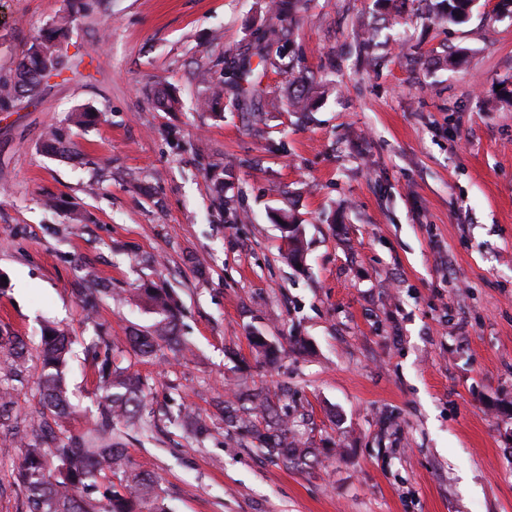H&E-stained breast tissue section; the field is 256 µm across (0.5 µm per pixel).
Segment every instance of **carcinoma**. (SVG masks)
<instances>
[{"label":"carcinoma","mask_w":512,"mask_h":512,"mask_svg":"<svg viewBox=\"0 0 512 512\" xmlns=\"http://www.w3.org/2000/svg\"><path fill=\"white\" fill-rule=\"evenodd\" d=\"M474 0H438L428 7L421 19L434 25L460 24L466 19ZM72 16L63 15L50 35L34 38L21 51L15 68L6 78L0 77V112L9 111L15 101L33 92L46 71H59L61 62L53 61L51 37L65 34ZM246 65H240L221 84L211 88L206 104L208 111H220L224 88L241 99L240 83ZM288 100L294 112H309L314 106L312 82L300 77L292 81ZM89 108H77L63 124L53 125L45 133L48 147L61 156L74 152L72 128L98 119ZM149 308L159 316L153 328L135 331L127 337L128 353L136 358L153 356L158 348L168 346L182 354L188 344L178 336V304L172 293L153 284L140 288ZM256 352L272 363L277 358L275 344L259 334L251 336ZM72 340L56 328H48L40 345L41 373L37 391L41 409L33 418L32 440L23 445L22 461L17 471L27 493V512H169L159 479L139 470L127 449L112 440V428L121 424L135 427L141 423V410L148 382L123 365L126 354L113 352L104 333L91 344L99 363L97 413L87 430L78 435L60 436L55 426L72 414L65 375ZM0 348L13 356L11 368L0 380V426L5 427L17 414L14 393L24 382L22 364L28 353L19 336L0 332ZM224 426L227 430L247 434L259 441L270 455L283 463L303 461L312 454L288 441V428L277 427L274 433L257 428L255 419L273 421L277 414L260 391L224 401Z\"/></svg>","instance_id":"1"}]
</instances>
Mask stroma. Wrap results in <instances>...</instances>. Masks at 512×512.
Listing matches in <instances>:
<instances>
[{"mask_svg":"<svg viewBox=\"0 0 512 512\" xmlns=\"http://www.w3.org/2000/svg\"><path fill=\"white\" fill-rule=\"evenodd\" d=\"M85 3L0 0L1 75L76 13L65 68L0 112V330L30 348L0 512H27L17 452L43 325L73 339L60 430L81 433L98 379L88 347L101 330L125 348L155 322L129 299L143 283L175 291L191 352L133 360L146 427L116 433L171 512H512V7L476 0L448 27L416 0L397 24L384 0H304L253 66L258 123L232 98L218 118L201 103L288 24L267 0ZM302 73L327 93L292 112ZM161 83L179 111L157 107ZM80 107L100 121L74 129V156L47 154L43 132ZM284 210L302 227L298 264ZM89 270L110 291L92 313L75 293ZM253 332L280 344L275 364ZM259 389L315 459L286 465L225 430L218 396ZM181 411L207 418L205 443L170 425Z\"/></svg>","mask_w":512,"mask_h":512,"instance_id":"35a3bbf8","label":"stroma"}]
</instances>
